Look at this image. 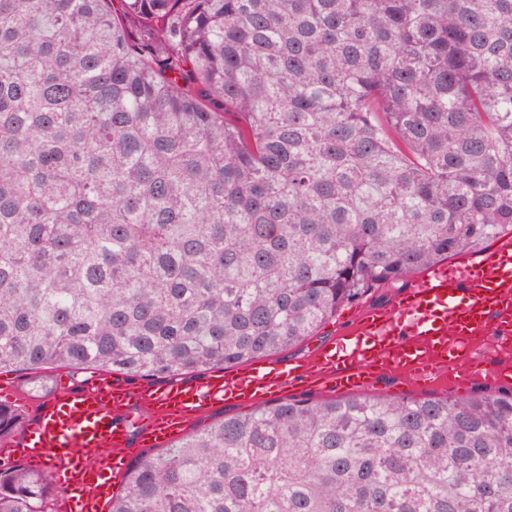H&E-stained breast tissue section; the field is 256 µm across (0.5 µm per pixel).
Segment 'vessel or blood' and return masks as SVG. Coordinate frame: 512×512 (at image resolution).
Listing matches in <instances>:
<instances>
[{
  "instance_id": "b4317fda",
  "label": "vessel or blood",
  "mask_w": 512,
  "mask_h": 512,
  "mask_svg": "<svg viewBox=\"0 0 512 512\" xmlns=\"http://www.w3.org/2000/svg\"><path fill=\"white\" fill-rule=\"evenodd\" d=\"M512 341V237L473 260L434 264L389 307L363 312L343 340L319 346L307 364H259L196 379L134 385L105 371L57 379L53 395L11 388L7 403L31 419L0 441V457L48 471L54 512H104L121 480L120 460L186 435L190 422L225 405H254L305 384L316 392H362L379 377L413 384L512 383V364L487 336Z\"/></svg>"
}]
</instances>
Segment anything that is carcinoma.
<instances>
[{
  "label": "carcinoma",
  "mask_w": 512,
  "mask_h": 512,
  "mask_svg": "<svg viewBox=\"0 0 512 512\" xmlns=\"http://www.w3.org/2000/svg\"><path fill=\"white\" fill-rule=\"evenodd\" d=\"M508 234L512 0H0V371L47 394L286 351ZM53 497L0 466V512ZM108 512H512V389L260 404Z\"/></svg>",
  "instance_id": "carcinoma-1"
}]
</instances>
